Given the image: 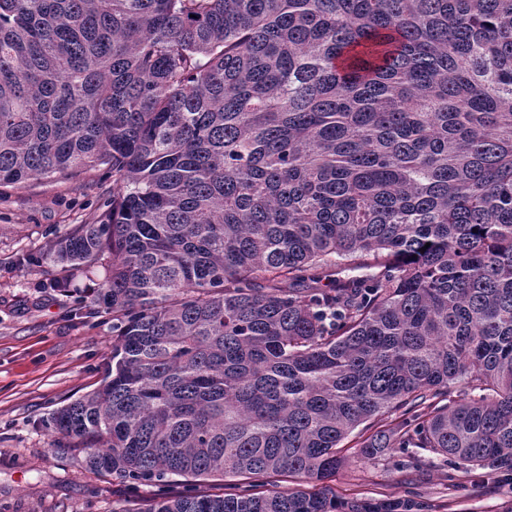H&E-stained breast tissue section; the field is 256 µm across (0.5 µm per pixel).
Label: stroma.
Returning <instances> with one entry per match:
<instances>
[{
	"label": "stroma",
	"instance_id": "35a3bbf8",
	"mask_svg": "<svg viewBox=\"0 0 512 512\" xmlns=\"http://www.w3.org/2000/svg\"><path fill=\"white\" fill-rule=\"evenodd\" d=\"M111 197L112 181L97 169L0 186V512H112L182 490L95 474L79 449L54 447L46 426L55 409L97 387L112 347L111 316L81 317L74 298L51 287V247ZM344 456L330 483L337 497H397L411 482L436 512H512L511 486L471 476L448 484L434 458L412 471L365 460L350 443Z\"/></svg>",
	"mask_w": 512,
	"mask_h": 512
}]
</instances>
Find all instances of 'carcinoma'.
<instances>
[{"instance_id": "cac0c4a2", "label": "carcinoma", "mask_w": 512, "mask_h": 512, "mask_svg": "<svg viewBox=\"0 0 512 512\" xmlns=\"http://www.w3.org/2000/svg\"><path fill=\"white\" fill-rule=\"evenodd\" d=\"M101 166L53 284L107 260L112 355L48 424L183 479L141 512H424L328 491L355 432L512 477V0H0V184Z\"/></svg>"}]
</instances>
